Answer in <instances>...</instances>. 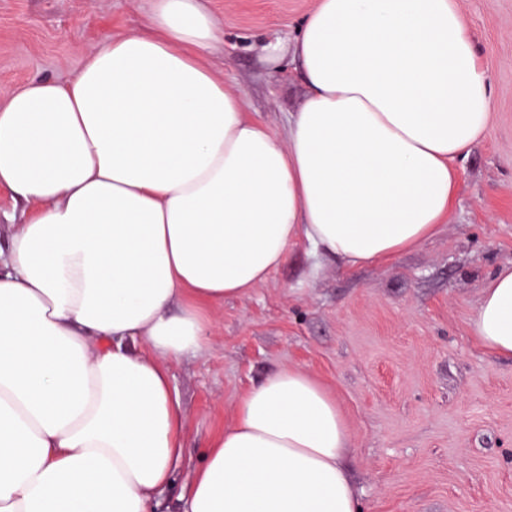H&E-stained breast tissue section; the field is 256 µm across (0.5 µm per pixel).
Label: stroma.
Listing matches in <instances>:
<instances>
[{
    "instance_id": "1",
    "label": "stroma",
    "mask_w": 512,
    "mask_h": 512,
    "mask_svg": "<svg viewBox=\"0 0 512 512\" xmlns=\"http://www.w3.org/2000/svg\"><path fill=\"white\" fill-rule=\"evenodd\" d=\"M315 5L208 0L220 29L213 71L281 137L308 87L291 58L269 65L262 46L292 40ZM460 7L494 117L457 167L445 224L393 259L348 268L296 239L264 283L209 307V348L167 364L185 431L160 512H180L242 395L285 368L336 397L363 512H512V357L469 329L485 281L512 264V0ZM148 10V0H0V87L69 79L91 47L143 29Z\"/></svg>"
}]
</instances>
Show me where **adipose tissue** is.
I'll return each mask as SVG.
<instances>
[{
    "label": "adipose tissue",
    "mask_w": 512,
    "mask_h": 512,
    "mask_svg": "<svg viewBox=\"0 0 512 512\" xmlns=\"http://www.w3.org/2000/svg\"><path fill=\"white\" fill-rule=\"evenodd\" d=\"M205 0L74 77L0 88V185L31 203L0 249V512H153L182 456L167 364L207 349L205 306L263 283L292 240L346 266L436 235L492 90L456 0H318L293 43L309 94L279 138L208 55ZM512 356V265L470 324ZM349 424L282 369L212 443L185 512H358Z\"/></svg>",
    "instance_id": "obj_1"
}]
</instances>
